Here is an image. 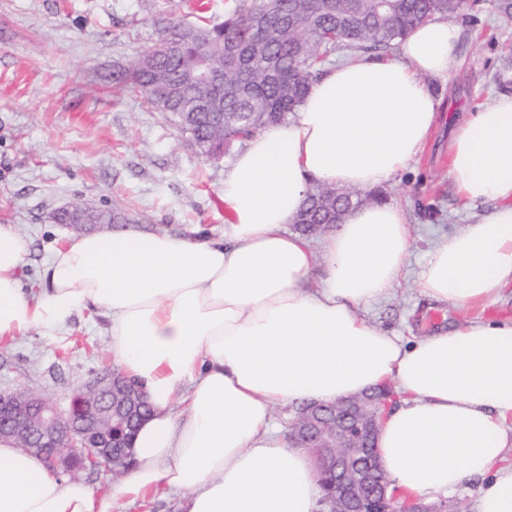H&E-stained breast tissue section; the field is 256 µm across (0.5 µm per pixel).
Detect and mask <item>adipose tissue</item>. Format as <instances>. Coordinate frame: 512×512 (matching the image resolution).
<instances>
[{
  "instance_id": "1",
  "label": "adipose tissue",
  "mask_w": 512,
  "mask_h": 512,
  "mask_svg": "<svg viewBox=\"0 0 512 512\" xmlns=\"http://www.w3.org/2000/svg\"><path fill=\"white\" fill-rule=\"evenodd\" d=\"M458 38L435 19L394 55L326 70L225 171L231 218L219 238L138 224L75 235L33 293L21 278L27 241L0 225V340L66 330L96 307L113 364L152 406L128 472L103 494L0 442V512H118L169 496L178 512H316V465L274 409L384 383L400 395L377 438L391 489L427 502L474 482L473 512H512V319L408 342L359 315L390 295L412 252L398 204L349 210L316 246L287 230L310 182L369 190L423 153L439 107L429 82L456 68ZM448 176L464 205L494 207L434 246L422 290L493 301L512 288V94L456 123Z\"/></svg>"
}]
</instances>
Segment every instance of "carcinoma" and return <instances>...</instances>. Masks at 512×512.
Instances as JSON below:
<instances>
[{"label": "carcinoma", "instance_id": "obj_1", "mask_svg": "<svg viewBox=\"0 0 512 512\" xmlns=\"http://www.w3.org/2000/svg\"><path fill=\"white\" fill-rule=\"evenodd\" d=\"M471 8L470 0H390L384 8L376 7V0H244L213 26L162 19L159 34L174 49H152L129 68L113 71L112 87L171 117L189 147L217 160L234 142L246 141L294 112L336 51L388 50L427 21L438 17L455 22ZM363 203L354 190L314 185L296 229L304 235L331 231L340 212ZM70 207L79 218L72 227L75 233L84 232L86 224L114 221L109 211L80 202ZM148 412L145 400L136 402L113 431L112 447H131ZM310 419L330 430L336 406L297 408L289 434L304 447L302 427ZM318 469L324 489L319 507L332 512L340 504L330 467L320 464Z\"/></svg>", "mask_w": 512, "mask_h": 512}]
</instances>
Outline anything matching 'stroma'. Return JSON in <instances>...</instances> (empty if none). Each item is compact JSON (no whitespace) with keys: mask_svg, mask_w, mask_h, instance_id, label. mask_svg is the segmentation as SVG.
<instances>
[{"mask_svg":"<svg viewBox=\"0 0 512 512\" xmlns=\"http://www.w3.org/2000/svg\"><path fill=\"white\" fill-rule=\"evenodd\" d=\"M0 0V225L25 236V287L45 286L44 270L69 231L53 213L74 200L120 210L153 231L200 228L218 237L227 212L224 172L241 143L211 161L187 147L163 113L140 98L112 93L113 70L158 41L157 19L223 22L242 0ZM479 24L458 21L460 64L431 84L440 98L425 152L374 188L379 201L401 204L415 245L390 296L361 311L375 326L413 340L462 322L512 318V291L479 307L422 294L420 272L443 237L476 222L485 205L464 207L448 177V138L460 114L512 94V20L489 10ZM105 318L73 315L66 331L43 329L0 341V390L30 384L58 402L110 359Z\"/></svg>","mask_w":512,"mask_h":512,"instance_id":"obj_1","label":"stroma"}]
</instances>
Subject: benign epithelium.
Instances as JSON below:
<instances>
[{
  "label": "benign epithelium",
  "mask_w": 512,
  "mask_h": 512,
  "mask_svg": "<svg viewBox=\"0 0 512 512\" xmlns=\"http://www.w3.org/2000/svg\"><path fill=\"white\" fill-rule=\"evenodd\" d=\"M112 376L113 372L102 371L76 388L75 393L91 398L74 424L64 421L60 408L42 403L37 394L21 397L15 391H1L0 438L24 441V451L41 456L49 467L71 479L80 477L89 460L101 469L112 470L121 455L112 447V425L126 420L123 409L113 405ZM387 408L385 400H364L357 405V428L376 438ZM361 452L353 447L352 429L339 415L335 430L321 437L315 447L318 457L330 458L335 464L336 488L345 512H426L423 504L415 508L411 501L396 503L385 482L375 487L381 466L376 459L362 461Z\"/></svg>",
  "instance_id": "benign-epithelium-1"
}]
</instances>
